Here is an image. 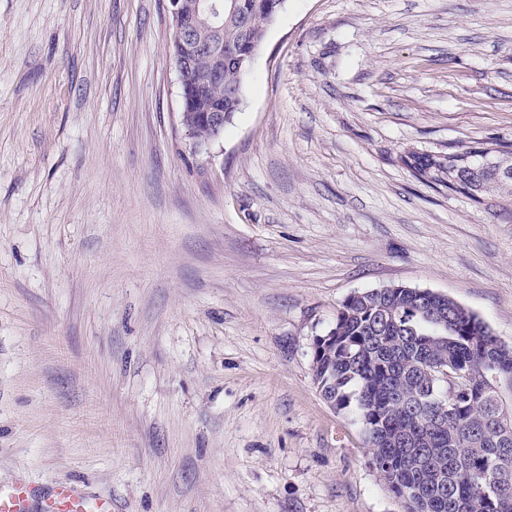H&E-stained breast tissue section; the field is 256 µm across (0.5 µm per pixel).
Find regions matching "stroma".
<instances>
[{"instance_id":"stroma-1","label":"stroma","mask_w":512,"mask_h":512,"mask_svg":"<svg viewBox=\"0 0 512 512\" xmlns=\"http://www.w3.org/2000/svg\"><path fill=\"white\" fill-rule=\"evenodd\" d=\"M167 0H0V482L112 512H404L314 336L361 290L512 346V0H285L233 122H180ZM454 152L456 163L448 164V156L440 157L417 151L407 152L401 157V162L422 180L434 183L444 179L448 182V190L468 195L475 200L492 184L497 183L491 166L476 164V157L484 153L483 148L460 146Z\"/></svg>"}]
</instances>
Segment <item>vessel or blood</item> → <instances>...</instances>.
<instances>
[{"mask_svg": "<svg viewBox=\"0 0 512 512\" xmlns=\"http://www.w3.org/2000/svg\"><path fill=\"white\" fill-rule=\"evenodd\" d=\"M34 501L40 512H112L111 497L89 495L66 482L44 491L21 480L0 484V512H29Z\"/></svg>", "mask_w": 512, "mask_h": 512, "instance_id": "obj_1", "label": "vessel or blood"}]
</instances>
